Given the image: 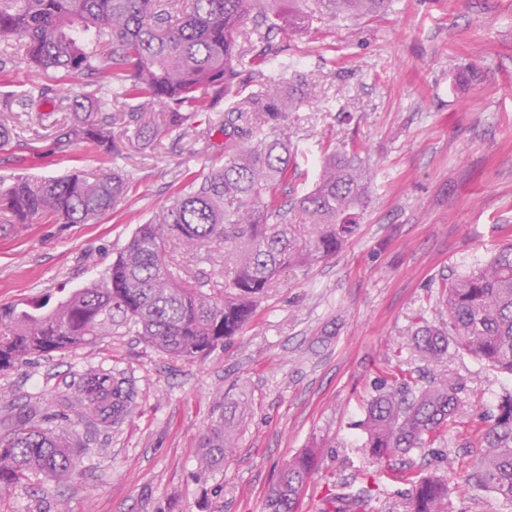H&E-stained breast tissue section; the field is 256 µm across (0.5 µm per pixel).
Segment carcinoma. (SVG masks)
Listing matches in <instances>:
<instances>
[{
  "mask_svg": "<svg viewBox=\"0 0 512 512\" xmlns=\"http://www.w3.org/2000/svg\"><path fill=\"white\" fill-rule=\"evenodd\" d=\"M0 0V36L23 42L25 59L37 71L73 77L109 71L116 101L144 99L166 107V125L176 128L202 109L238 94L243 72L259 77L263 67L283 63L285 27L317 18L374 16L392 0ZM50 84H35L29 101L51 104ZM280 92L264 83L241 105L216 113L214 129L224 135V164L188 171L172 201L155 222L139 225L105 276L72 292L53 307L29 311L0 308V370L33 354L47 355L96 343L125 330L163 352L191 361L238 335L253 318L258 300L275 274L336 254L358 227L368 174L355 146L323 156L314 188L287 198L295 175V151L285 132L264 128L267 116L286 110ZM72 119L56 126L60 151L89 143L112 153L113 116L101 111L94 92L70 98ZM139 138L150 142L159 128L140 107L124 114ZM130 191L118 169L87 177L72 173L32 187L16 182L0 192V209L19 224L52 216L63 224H86L114 210ZM319 226L316 238L299 243L288 232V210ZM214 239L237 244L233 276L224 281L186 279L182 265L168 260L167 243L197 249ZM448 318L435 325L425 317L412 346L423 360L448 349L473 356L484 366L512 375V244L483 267L448 277L442 285ZM461 381H426L416 370L379 379L358 421L363 448L375 460L397 458L394 479L407 486L410 512H448V485L422 477L410 455L445 439L458 423ZM132 398L124 379L89 374L65 400L76 415L112 425L124 419ZM221 418L202 441L208 467L230 451ZM479 465L464 475L472 488L494 493L512 505V392L496 404L493 423L477 431ZM78 451L64 434L29 419L0 441V493L33 472L58 482L75 475ZM317 467L308 451L287 461L265 500V512H297L300 492ZM374 483L353 492L337 483L325 512H368L377 499Z\"/></svg>",
  "mask_w": 512,
  "mask_h": 512,
  "instance_id": "obj_1",
  "label": "carcinoma"
}]
</instances>
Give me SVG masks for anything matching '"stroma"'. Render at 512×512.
<instances>
[{"label": "stroma", "mask_w": 512, "mask_h": 512, "mask_svg": "<svg viewBox=\"0 0 512 512\" xmlns=\"http://www.w3.org/2000/svg\"><path fill=\"white\" fill-rule=\"evenodd\" d=\"M284 39L292 64L265 69L264 79L305 86L268 123L298 149L292 193L312 187L326 148L356 142L370 177L356 232L335 256L278 273L252 321L194 361L130 332L0 372V440L28 418L66 425L80 450L78 476L60 484L30 475L0 495V512H264L279 467L307 448L319 465L298 512H324L333 484L367 473L384 492L373 512H406L402 484L388 478V462L368 459L354 424L378 379L418 368L467 389L444 447L413 453L416 468L455 471L450 512H512L462 481L482 455L474 430L491 424L512 380L469 356L425 362L410 346L418 317H445L442 282L491 257L512 227V0H395L386 14ZM40 80L14 39L0 38V121L18 135L0 148V185L114 165L133 173L134 187L87 224L0 218V306L55 303L101 279L137 225L161 216L184 171L224 161V138L206 134L202 112L150 142L116 123V160L86 144L56 152L55 126L69 121L73 93L96 92L103 111L117 113L112 80L97 71L59 79L55 108L22 103ZM168 255L189 274L221 279L233 248L174 242ZM99 370L124 378L130 413L109 427L62 421L63 396ZM228 398L244 404L230 429L234 451L207 469L200 442Z\"/></svg>", "instance_id": "1"}]
</instances>
